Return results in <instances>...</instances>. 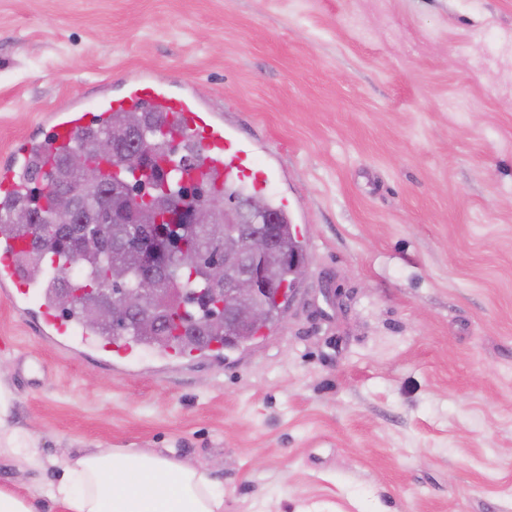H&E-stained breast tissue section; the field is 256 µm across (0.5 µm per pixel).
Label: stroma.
<instances>
[{"label": "stroma", "mask_w": 512, "mask_h": 512, "mask_svg": "<svg viewBox=\"0 0 512 512\" xmlns=\"http://www.w3.org/2000/svg\"><path fill=\"white\" fill-rule=\"evenodd\" d=\"M147 69L275 174L308 272L222 356L113 367L0 288L7 429L44 467L145 448L224 512H512V0H0V161Z\"/></svg>", "instance_id": "stroma-1"}]
</instances>
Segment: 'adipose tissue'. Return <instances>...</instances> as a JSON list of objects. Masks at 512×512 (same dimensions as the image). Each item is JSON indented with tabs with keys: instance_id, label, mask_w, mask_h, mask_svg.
<instances>
[{
	"instance_id": "obj_1",
	"label": "adipose tissue",
	"mask_w": 512,
	"mask_h": 512,
	"mask_svg": "<svg viewBox=\"0 0 512 512\" xmlns=\"http://www.w3.org/2000/svg\"><path fill=\"white\" fill-rule=\"evenodd\" d=\"M45 490L64 512H224L206 472L140 448L80 453Z\"/></svg>"
}]
</instances>
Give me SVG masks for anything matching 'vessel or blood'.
<instances>
[{
  "label": "vessel or blood",
  "instance_id": "obj_1",
  "mask_svg": "<svg viewBox=\"0 0 512 512\" xmlns=\"http://www.w3.org/2000/svg\"><path fill=\"white\" fill-rule=\"evenodd\" d=\"M143 110L161 113L166 124L180 127L197 139L200 148L197 170L211 179L221 182L248 178L255 189L261 190L272 178L271 167L255 169L251 142L225 127L223 116L198 100L188 87L176 90L170 83L141 73L127 77L119 92L101 91L93 105H85L83 98L77 96L65 109L46 114L49 135L20 142L8 161L0 164V207L23 185L34 157L74 146L81 133L104 125L112 113ZM28 241L24 234H0V286L13 290L14 304L21 309L39 289L37 281L21 277L16 270L15 259ZM40 314L44 336L94 347L90 331L81 329L75 317L57 316L51 301L42 302Z\"/></svg>",
  "mask_w": 512,
  "mask_h": 512
}]
</instances>
